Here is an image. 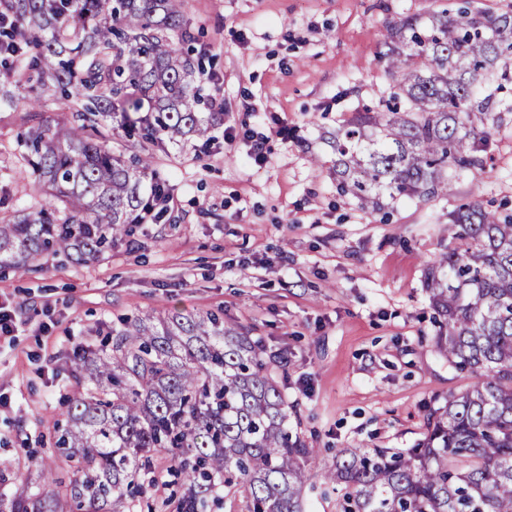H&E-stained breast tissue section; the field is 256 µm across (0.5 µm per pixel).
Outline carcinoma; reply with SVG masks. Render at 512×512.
I'll return each mask as SVG.
<instances>
[{
  "label": "carcinoma",
  "instance_id": "1",
  "mask_svg": "<svg viewBox=\"0 0 512 512\" xmlns=\"http://www.w3.org/2000/svg\"><path fill=\"white\" fill-rule=\"evenodd\" d=\"M8 0L7 41L28 68L77 105L72 120L32 100L27 173L49 203L0 215V268L25 272L63 255L97 258L165 188L144 181L97 131L120 111L127 135L157 146L209 141L224 113L204 116L190 80L202 54L182 0ZM187 45L182 50L175 43ZM396 91L333 136L337 191L374 211L385 198L448 194V170L481 171L478 143L512 103L477 88L507 76L512 11L460 6L386 27ZM479 115L480 125L472 116ZM460 247L427 270L441 354L478 381L427 415L416 447L341 448L327 471L340 512H512V216L468 202L450 213ZM112 346L87 347L55 423L73 477L63 488L0 494V512H137L155 482L152 456L175 452L183 490L175 512H208L230 496L247 512H304L302 491L319 449L292 438L288 401L249 331L214 312L127 317Z\"/></svg>",
  "mask_w": 512,
  "mask_h": 512
}]
</instances>
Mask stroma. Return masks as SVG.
I'll use <instances>...</instances> for the list:
<instances>
[{
    "label": "stroma",
    "instance_id": "35a3bbf8",
    "mask_svg": "<svg viewBox=\"0 0 512 512\" xmlns=\"http://www.w3.org/2000/svg\"><path fill=\"white\" fill-rule=\"evenodd\" d=\"M460 2L183 0L206 49L197 81L223 100L224 127L210 143L161 149L102 122L114 153L153 156V179L169 195L163 217L132 225L97 260L57 256L0 272V302L16 316L13 333L0 335V492L17 488L19 472L68 479L53 424L72 390V350L110 341L136 314L212 311L249 330L288 399L291 434L320 450L305 512H337L323 472L338 449L415 447L430 410L474 381L435 346L425 277L455 245L448 215L459 205L512 213V112L492 130L479 175L384 213L337 193L326 137L392 86L387 23ZM3 87L19 96L0 110V214L45 197L23 161L29 97L48 115L69 114L36 72L19 87L0 68ZM258 142L261 161L251 155Z\"/></svg>",
    "mask_w": 512,
    "mask_h": 512
}]
</instances>
